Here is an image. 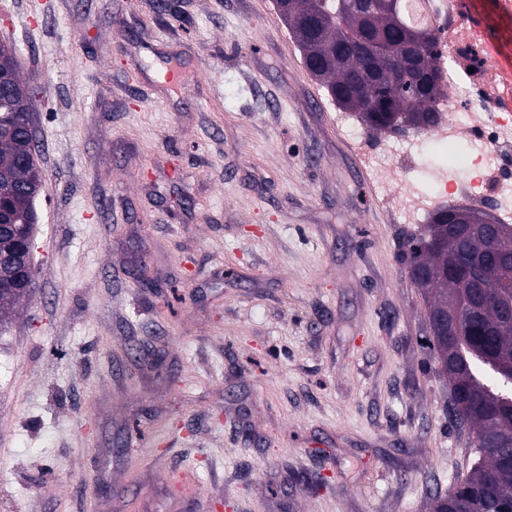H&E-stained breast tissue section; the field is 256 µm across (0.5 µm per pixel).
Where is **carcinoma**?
<instances>
[{"instance_id":"cac0c4a2","label":"carcinoma","mask_w":512,"mask_h":512,"mask_svg":"<svg viewBox=\"0 0 512 512\" xmlns=\"http://www.w3.org/2000/svg\"><path fill=\"white\" fill-rule=\"evenodd\" d=\"M284 2V23L296 37L310 73L338 108L363 120L375 101L387 114L410 119L416 132L437 125L424 120L422 108L434 112L436 103L448 96L439 68V39L432 28L412 21L407 0H349L335 15L323 11V0ZM408 31L422 39L416 50L421 67L391 87V72L401 66L402 59L387 61L383 50L398 45ZM368 32L382 41L381 51L350 52L348 46L362 41ZM0 73L10 86L23 85L13 48L4 44L0 45ZM36 95L32 88L23 100L0 95V130H6L0 135V196L9 198L18 224L34 211L43 183L37 166L25 175L19 164L35 144L31 115ZM428 236L425 228L408 239L409 274L421 287L429 309L461 307L457 335L433 337L432 348L439 369L451 380L452 395H463L464 414L455 419L472 429L470 444L478 456L464 478L454 479L448 495L435 498L433 512H512V313L500 304L506 289H487L481 315L469 317L470 273L448 281L455 241H449L444 252L430 254L425 249ZM33 287L32 280L16 281L12 266L0 265V319Z\"/></svg>"}]
</instances>
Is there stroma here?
Here are the masks:
<instances>
[{
	"instance_id": "35a3bbf8",
	"label": "stroma",
	"mask_w": 512,
	"mask_h": 512,
	"mask_svg": "<svg viewBox=\"0 0 512 512\" xmlns=\"http://www.w3.org/2000/svg\"><path fill=\"white\" fill-rule=\"evenodd\" d=\"M37 92L0 512H430L476 456L275 0H0Z\"/></svg>"
}]
</instances>
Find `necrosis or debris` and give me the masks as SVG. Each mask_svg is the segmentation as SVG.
I'll list each match as a JSON object with an SVG mask.
<instances>
[{
  "label": "necrosis or debris",
  "mask_w": 512,
  "mask_h": 512,
  "mask_svg": "<svg viewBox=\"0 0 512 512\" xmlns=\"http://www.w3.org/2000/svg\"><path fill=\"white\" fill-rule=\"evenodd\" d=\"M417 9L442 46L441 74L448 96L437 105L444 119L405 140H360L381 204L398 223L418 224L440 205L462 197L493 208L512 221V72L501 68L489 35L468 17L462 0H418ZM468 135L465 156L432 170L429 186L407 178L398 160L422 165L427 146L452 144Z\"/></svg>",
  "instance_id": "obj_1"
}]
</instances>
